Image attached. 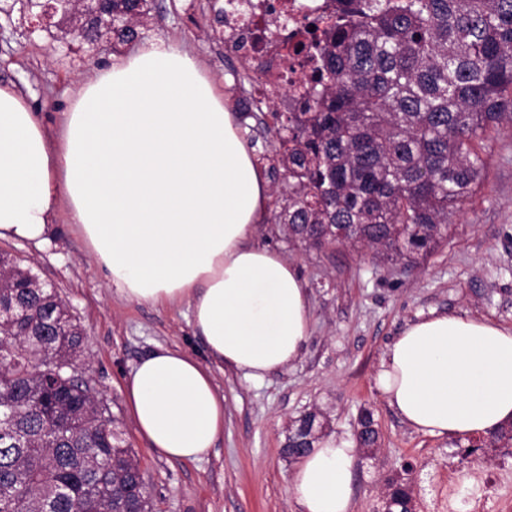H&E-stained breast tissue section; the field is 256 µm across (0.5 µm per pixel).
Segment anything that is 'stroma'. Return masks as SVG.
Returning <instances> with one entry per match:
<instances>
[{
	"label": "stroma",
	"instance_id": "35a3bbf8",
	"mask_svg": "<svg viewBox=\"0 0 512 512\" xmlns=\"http://www.w3.org/2000/svg\"><path fill=\"white\" fill-rule=\"evenodd\" d=\"M147 8L141 38L180 44L238 112L246 71L225 46L208 0H148ZM135 48L132 42L79 43L61 17L44 28L34 25L25 0H0V83L26 94L48 132L58 130L80 81ZM485 157L487 179L453 217V235L417 265H378L368 253L343 247L309 251L290 242L282 225L261 222L255 244L287 257L305 282L311 333L297 361L260 382L210 363L224 396V433L195 462L153 451L137 431L124 392L132 368L157 347L206 359L188 305L127 303L80 235L61 222L48 244L0 239V254L32 268L83 329L80 373L119 421L153 512H298L289 488L295 462L283 453L290 425L319 411L325 434L352 440L364 409L372 412L380 441L373 454L356 453L354 512H378L386 481L396 476L408 483L416 512H470L473 477L497 467L505 448L487 443L469 455L464 445L413 431L386 404L377 373L394 336L431 311L512 325V130L492 136Z\"/></svg>",
	"mask_w": 512,
	"mask_h": 512
}]
</instances>
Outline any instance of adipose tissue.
<instances>
[{"label":"adipose tissue","instance_id":"obj_1","mask_svg":"<svg viewBox=\"0 0 512 512\" xmlns=\"http://www.w3.org/2000/svg\"><path fill=\"white\" fill-rule=\"evenodd\" d=\"M263 171L198 60L144 40L80 83L52 137L0 85V239L43 243L66 215L127 302L188 301L210 356L249 381L296 361L308 340L304 282L254 244L269 200ZM415 431L463 441L512 421V326L452 313L409 323L377 375ZM135 424L170 460L207 456L224 431L208 368L176 348L125 381ZM352 441L324 437L291 474L299 512H353Z\"/></svg>","mask_w":512,"mask_h":512}]
</instances>
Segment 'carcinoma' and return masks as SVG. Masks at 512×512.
<instances>
[{"label":"carcinoma","mask_w":512,"mask_h":512,"mask_svg":"<svg viewBox=\"0 0 512 512\" xmlns=\"http://www.w3.org/2000/svg\"><path fill=\"white\" fill-rule=\"evenodd\" d=\"M307 109L274 114L269 174L286 192L276 224L308 246L412 262L448 238L486 180L485 142L512 126V0H338ZM0 274V512H151L139 463L89 387L61 371L83 333L53 289ZM50 318L54 335L28 336ZM361 447H378L373 414ZM315 413L294 422L288 456L314 447ZM386 512H414L386 482Z\"/></svg>","instance_id":"carcinoma-1"}]
</instances>
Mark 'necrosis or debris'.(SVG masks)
Listing matches in <instances>:
<instances>
[{"label": "necrosis or debris", "mask_w": 512, "mask_h": 512, "mask_svg": "<svg viewBox=\"0 0 512 512\" xmlns=\"http://www.w3.org/2000/svg\"><path fill=\"white\" fill-rule=\"evenodd\" d=\"M337 5V0H225V46L262 67L243 108L256 107L270 91L281 89L288 111H303L305 90L318 66L317 44L323 37L319 25ZM297 33L307 48L298 55L287 53L284 43Z\"/></svg>", "instance_id": "1"}]
</instances>
